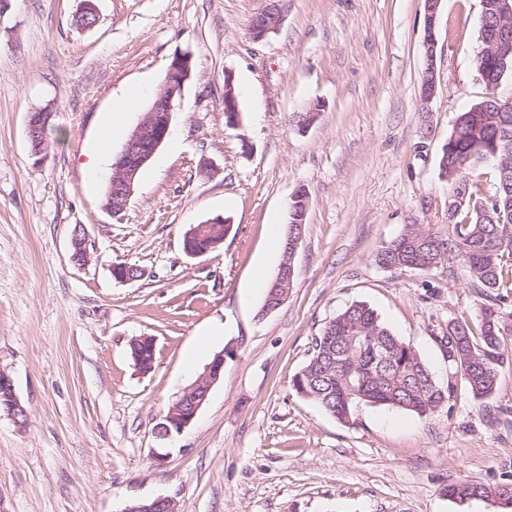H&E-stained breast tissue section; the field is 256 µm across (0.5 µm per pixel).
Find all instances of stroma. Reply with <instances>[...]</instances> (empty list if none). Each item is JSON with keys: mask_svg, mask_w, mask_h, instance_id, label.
I'll return each instance as SVG.
<instances>
[{"mask_svg": "<svg viewBox=\"0 0 512 512\" xmlns=\"http://www.w3.org/2000/svg\"><path fill=\"white\" fill-rule=\"evenodd\" d=\"M94 2L99 20L84 28L82 0H0V369L29 411L23 427L0 415V512H123L157 497L178 512H505L446 488L512 483V349L490 398L461 383L428 418L364 404L345 424L292 387L315 336L355 301L448 379L437 339L477 314V288L457 264L384 269L375 255L405 225L448 221L438 162L458 113L485 94L481 0H442L426 107L424 0H279V27L260 42L250 22L269 0ZM181 54L192 69L169 135L112 216L110 176L89 179L87 155L134 86L143 96L124 122L136 126ZM38 109L51 114L41 156L26 133ZM301 187L295 282L265 315L253 275L275 278L270 226L287 230ZM215 217L230 226L222 243L188 256L184 231ZM78 226L84 266L71 259ZM120 262L141 277L115 279ZM139 336L155 340L147 373L130 353ZM220 353L224 374L194 421L158 435Z\"/></svg>", "mask_w": 512, "mask_h": 512, "instance_id": "1", "label": "stroma"}]
</instances>
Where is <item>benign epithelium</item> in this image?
Masks as SVG:
<instances>
[{
	"label": "benign epithelium",
	"mask_w": 512,
	"mask_h": 512,
	"mask_svg": "<svg viewBox=\"0 0 512 512\" xmlns=\"http://www.w3.org/2000/svg\"><path fill=\"white\" fill-rule=\"evenodd\" d=\"M425 2V55L427 68L423 78L420 100L422 104L430 103L436 92V67L434 33L435 20L441 0H424ZM270 14L279 11L268 7L253 18L250 27L251 37L255 41L265 39L274 32L275 26L267 23ZM191 58L182 54L174 57L168 66L154 103L144 114L138 125L126 139L122 150L112 164V177L109 181V191L104 204L106 210L114 215L123 212L134 194V181L139 170L151 159L157 149L166 139L171 123L172 112L175 109V97L182 94L185 82L190 76ZM51 119V113L42 112L38 115L29 113L27 120V138L34 146L45 135ZM301 239L293 237L285 241V261L280 265L274 280L273 299L277 305H282L288 298L294 277L292 259ZM73 252L71 259L78 265H85L90 259L86 239L81 229L74 230L72 236ZM132 348L140 350V359L136 365L141 372L143 358L154 355L155 342L150 336L135 339ZM227 350L214 357L213 361L200 374L192 387L170 407L156 430L170 436L182 432L197 416L205 403L212 386L217 383L224 372V357L231 354ZM6 413L16 423H27L28 410L21 402L10 375L0 369V412ZM122 512H177L176 504L169 497H157L152 500H135L130 502Z\"/></svg>",
	"instance_id": "1"
}]
</instances>
